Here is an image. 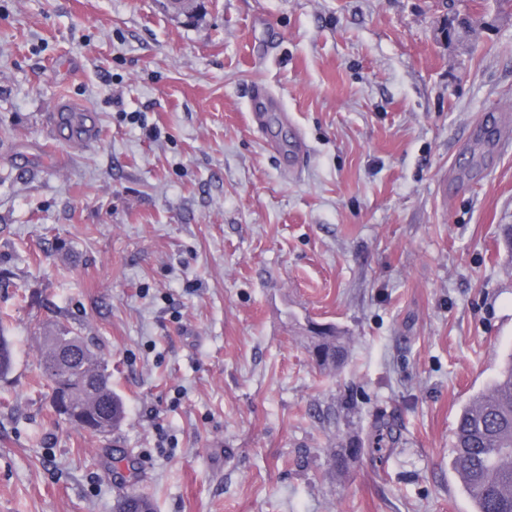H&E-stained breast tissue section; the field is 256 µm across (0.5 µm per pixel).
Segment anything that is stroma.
Returning <instances> with one entry per match:
<instances>
[{"label": "stroma", "mask_w": 512, "mask_h": 512, "mask_svg": "<svg viewBox=\"0 0 512 512\" xmlns=\"http://www.w3.org/2000/svg\"><path fill=\"white\" fill-rule=\"evenodd\" d=\"M163 2L0 0V512H474L452 439L512 353V150L478 141L512 129V6ZM456 13L484 19L463 43ZM59 323L110 433L51 407ZM72 331L59 327L53 336L45 337L41 354V376L52 387L59 351H68L75 355L73 362H68L69 385H72L71 399L88 415L87 422L96 421L98 414H103L110 421L108 431L117 429L124 421L126 410L123 400L112 391L109 384L110 375L98 356L79 336H72ZM74 382V383H73ZM107 431V432H108ZM315 335L310 353L317 367L321 371L334 369L343 350V336H336L335 331H318ZM116 512H155L151 499L136 492H128L117 504Z\"/></svg>", "instance_id": "stroma-1"}]
</instances>
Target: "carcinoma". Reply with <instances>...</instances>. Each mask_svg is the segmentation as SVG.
Instances as JSON below:
<instances>
[{"label":"carcinoma","mask_w":512,"mask_h":512,"mask_svg":"<svg viewBox=\"0 0 512 512\" xmlns=\"http://www.w3.org/2000/svg\"><path fill=\"white\" fill-rule=\"evenodd\" d=\"M176 15L195 17L198 0H172ZM343 350V337L334 331H318L310 353L321 371L332 370ZM60 351L75 355L67 364L72 383L71 399L94 421L100 414L117 429L124 421L123 400L112 391L110 375L98 356L80 337L66 327L45 337L41 354V376L53 384ZM14 365L11 343L0 335V379L9 375ZM453 467L464 492L475 503L476 512H512V381L503 386L494 381L486 393L475 396L459 414L453 431ZM116 512H155L151 499L136 492L127 493Z\"/></svg>","instance_id":"cac0c4a2"}]
</instances>
